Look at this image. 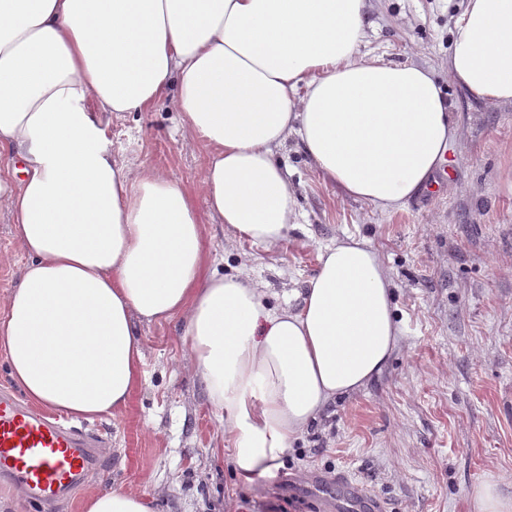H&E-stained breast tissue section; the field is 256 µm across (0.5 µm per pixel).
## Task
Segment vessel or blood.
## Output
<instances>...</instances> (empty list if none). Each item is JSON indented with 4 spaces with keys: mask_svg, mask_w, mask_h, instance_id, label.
Returning a JSON list of instances; mask_svg holds the SVG:
<instances>
[{
    "mask_svg": "<svg viewBox=\"0 0 512 512\" xmlns=\"http://www.w3.org/2000/svg\"><path fill=\"white\" fill-rule=\"evenodd\" d=\"M96 434L46 420L13 396L0 393V481L22 490L29 505L43 507L69 494L101 469ZM323 512H384L383 504L355 483L341 497L323 494Z\"/></svg>",
    "mask_w": 512,
    "mask_h": 512,
    "instance_id": "b4317fda",
    "label": "vessel or blood"
}]
</instances>
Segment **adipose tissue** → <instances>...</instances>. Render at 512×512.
I'll list each match as a JSON object with an SVG mask.
<instances>
[{"label": "adipose tissue", "instance_id": "obj_1", "mask_svg": "<svg viewBox=\"0 0 512 512\" xmlns=\"http://www.w3.org/2000/svg\"><path fill=\"white\" fill-rule=\"evenodd\" d=\"M366 0H0V210L26 255L0 301V360L25 399L118 415L139 381L138 324L182 323L187 366L223 416L236 475L274 474L290 442L388 363L399 334L378 252L326 247L298 306L219 274L195 196L117 160L113 114L162 100L202 146L209 214L276 249L299 212L278 151L296 137L338 194L402 209L444 161L452 104L426 70L362 54ZM448 81L512 102V0H464ZM82 512H153L135 491Z\"/></svg>", "mask_w": 512, "mask_h": 512}]
</instances>
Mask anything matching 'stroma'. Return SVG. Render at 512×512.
Instances as JSON below:
<instances>
[{
  "label": "stroma",
  "instance_id": "1",
  "mask_svg": "<svg viewBox=\"0 0 512 512\" xmlns=\"http://www.w3.org/2000/svg\"><path fill=\"white\" fill-rule=\"evenodd\" d=\"M368 12L363 53L433 71L447 87L458 126L448 181L384 214L338 195L292 137L281 161L299 228L274 250L229 240L220 224L206 225L204 242L221 273L245 270L277 307L314 275L320 249L368 239L393 284L399 336L388 365L331 402L274 475L244 482L219 412L185 367L179 322L139 325V383L121 414L95 420L112 442L105 465L52 512H82L86 493L110 488L155 496V512H318L317 474L362 485L387 512H475L491 474L512 497V102L449 85L455 0H369ZM181 125L162 101L113 117L106 136L118 160L165 172L204 214L206 153ZM14 224L1 210L0 299L25 262Z\"/></svg>",
  "mask_w": 512,
  "mask_h": 512
}]
</instances>
